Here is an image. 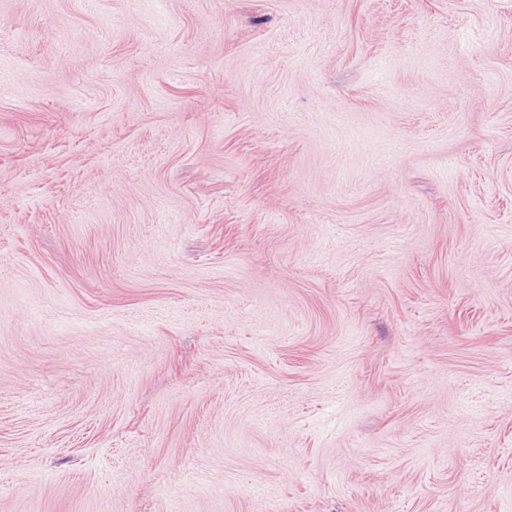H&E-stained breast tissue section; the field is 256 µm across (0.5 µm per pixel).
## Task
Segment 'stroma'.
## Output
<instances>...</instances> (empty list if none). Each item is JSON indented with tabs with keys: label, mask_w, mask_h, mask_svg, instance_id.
Returning <instances> with one entry per match:
<instances>
[{
	"label": "stroma",
	"mask_w": 512,
	"mask_h": 512,
	"mask_svg": "<svg viewBox=\"0 0 512 512\" xmlns=\"http://www.w3.org/2000/svg\"><path fill=\"white\" fill-rule=\"evenodd\" d=\"M0 512H512V0H0Z\"/></svg>",
	"instance_id": "1"
}]
</instances>
